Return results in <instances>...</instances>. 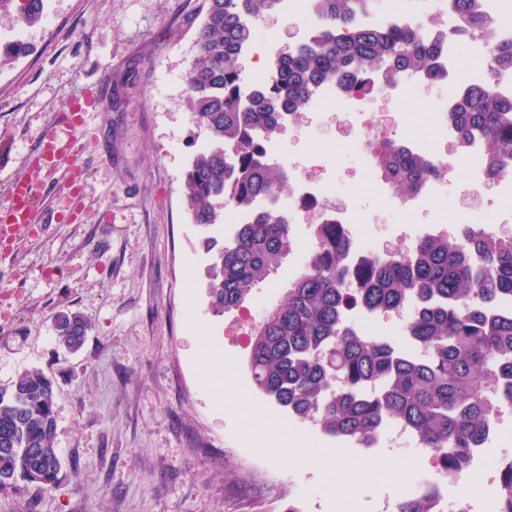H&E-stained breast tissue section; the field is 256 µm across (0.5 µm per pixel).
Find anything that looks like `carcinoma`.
Returning a JSON list of instances; mask_svg holds the SVG:
<instances>
[{
	"mask_svg": "<svg viewBox=\"0 0 512 512\" xmlns=\"http://www.w3.org/2000/svg\"><path fill=\"white\" fill-rule=\"evenodd\" d=\"M281 0H203L186 75L188 107L207 145L183 175L191 221L224 225L230 206L253 213L220 239L206 236L211 254L206 290L215 316L243 307L254 286L278 274L294 251L288 219L259 205L280 195L288 172L267 146L285 112L307 110L315 91L342 82L349 89L389 84L406 73L435 75L442 35L432 39L396 25L367 27L378 0H310L324 25L308 41L281 52L270 78L247 92L242 60L252 24ZM459 16L458 39L472 38L489 20L477 0H448ZM18 7L30 26L45 0H0V13ZM498 70L512 71V41L491 51ZM464 149L484 141L491 170L512 167V96L490 86L465 89L448 103ZM378 172L393 193L409 199L430 163L394 142L376 147ZM315 251L288 282L250 335L249 370L255 388L297 418L314 417L323 433L356 445L374 440L389 422L411 428L421 445L446 456L448 471L466 463L497 399L512 405V235L488 236L467 224L450 236L435 231L411 252L386 251L348 264L350 242L341 224H314ZM413 308L407 337L425 351L412 355L384 336L359 334L351 315ZM90 327L79 312L54 318L57 343L78 350ZM53 381L27 370L0 386V494L41 491L66 474L55 448ZM429 497L400 500L399 512H433Z\"/></svg>",
	"mask_w": 512,
	"mask_h": 512,
	"instance_id": "1",
	"label": "carcinoma"
}]
</instances>
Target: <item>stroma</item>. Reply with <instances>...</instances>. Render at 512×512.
Masks as SVG:
<instances>
[{"label": "stroma", "mask_w": 512, "mask_h": 512, "mask_svg": "<svg viewBox=\"0 0 512 512\" xmlns=\"http://www.w3.org/2000/svg\"><path fill=\"white\" fill-rule=\"evenodd\" d=\"M202 0H47L39 24L0 15V41L21 30L28 55L0 65V192L9 178L46 189L35 233L0 251V385L38 369L55 382V446L78 479L0 495V512H369L350 483L331 484L318 461L284 447L358 453L265 400L248 369L243 322L259 323L303 259L253 289L244 309L213 316L211 262L191 224L183 173L203 137L185 98ZM302 18L273 15L255 43L293 47ZM81 101L71 160L36 167L33 153L68 99ZM288 159H321L323 177L351 195L377 251L398 249L405 219L396 196L356 192L361 164L335 127L303 112L279 138ZM83 313V346H58L53 316ZM228 362L205 375L198 345ZM374 497L393 499L387 463L429 469L419 449L367 457Z\"/></svg>", "instance_id": "stroma-1"}]
</instances>
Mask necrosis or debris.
Returning <instances> with one entry per match:
<instances>
[{
	"instance_id": "obj_1",
	"label": "necrosis or debris",
	"mask_w": 512,
	"mask_h": 512,
	"mask_svg": "<svg viewBox=\"0 0 512 512\" xmlns=\"http://www.w3.org/2000/svg\"><path fill=\"white\" fill-rule=\"evenodd\" d=\"M503 0H478L477 8L490 19L479 38L470 43L471 50L479 55H488L490 48L499 42L512 40V24L500 21ZM369 24H397L417 30L422 35L439 31L445 36L439 55L438 66L447 72L449 81L455 87L478 81L493 86L499 92L512 95V72L495 71L483 67L477 71L461 69L458 61L457 42L451 33L458 25L457 14L448 6L447 0H440L436 12L419 7L410 9L403 6L389 12L369 15ZM371 95L348 92L336 85L320 87L314 97L313 111L342 126L348 142L354 146L361 158L362 184L370 191H379L377 181L376 144L399 139L401 144L413 147L424 154L432 165L433 175L416 195L417 203L428 202L435 206L434 221L444 225L448 222L449 207H456L469 216L472 223L483 222L484 198L493 195L498 203L512 202V168L490 173L487 159L480 145L467 150L455 146V131L447 110L437 109L426 113L420 127L409 128L405 135H397L403 115L387 108L372 109ZM467 171L469 189L456 201H449L445 189L450 177L456 172ZM287 198H275L270 208L287 215L296 224L334 223L348 227V239L352 244L351 261L371 255L372 250L352 232L353 224L360 218L351 209L348 199L338 196L334 182L312 178L289 167ZM488 434L492 443L501 445L503 452L496 460H488L486 448L474 449L468 459L467 472H481L486 493L475 498L460 491L459 473H450L441 467L422 476L412 489L413 496L420 497L434 492L437 498L435 512H497L496 491L501 474L512 465V407L495 405L489 418Z\"/></svg>"
}]
</instances>
